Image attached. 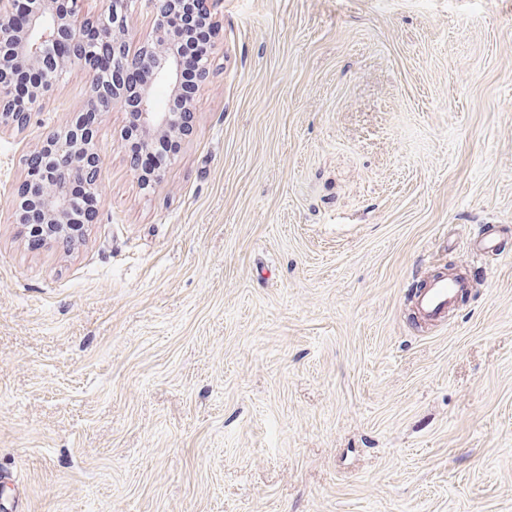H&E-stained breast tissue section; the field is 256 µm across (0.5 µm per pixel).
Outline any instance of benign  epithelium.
I'll return each mask as SVG.
<instances>
[{"instance_id":"obj_1","label":"benign epithelium","mask_w":512,"mask_h":512,"mask_svg":"<svg viewBox=\"0 0 512 512\" xmlns=\"http://www.w3.org/2000/svg\"><path fill=\"white\" fill-rule=\"evenodd\" d=\"M155 15L151 38L137 52H130L131 34L128 15L134 0H104L103 10L112 12L113 27L99 43L85 42L87 30L97 26L80 15L78 3L66 9L56 7L53 0H38L33 9L20 7L19 0H0V130L23 128L31 121L34 109L45 98L48 88L41 86L23 97L16 92L10 75L26 67H37L54 61L64 73L85 58L112 56V80L103 83L90 72V94L85 112L101 114L119 107L133 114V122L141 135L142 146L149 148L161 136L182 135L184 128L175 112L157 109L149 95L150 86L167 84L177 90L183 77V58L171 46L184 36V22L179 0H149ZM26 179L18 190L15 203L16 223L22 233L37 238L53 232L76 236L70 230L77 206L67 190L68 180L41 179L38 167L49 171L78 170L89 181L86 188L94 196L102 191L101 155L94 138L87 136L72 142L55 141L50 133L43 145L25 159ZM38 209L43 223H26L25 209Z\"/></svg>"}]
</instances>
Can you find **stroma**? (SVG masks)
I'll use <instances>...</instances> for the list:
<instances>
[{"instance_id":"1","label":"stroma","mask_w":512,"mask_h":512,"mask_svg":"<svg viewBox=\"0 0 512 512\" xmlns=\"http://www.w3.org/2000/svg\"><path fill=\"white\" fill-rule=\"evenodd\" d=\"M212 14L159 180L102 116L75 246L13 202L86 70L0 132V512H512V0ZM438 268L471 288L422 323Z\"/></svg>"}]
</instances>
